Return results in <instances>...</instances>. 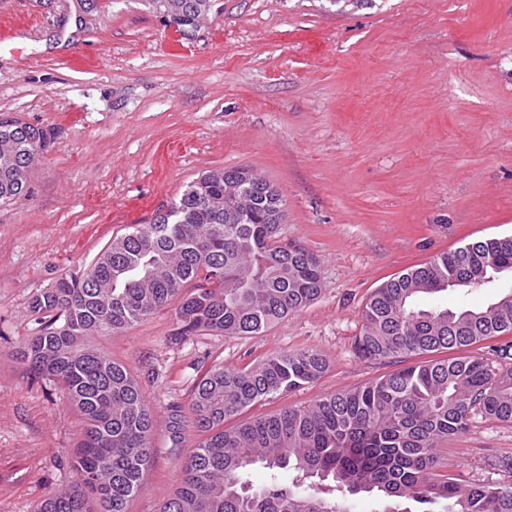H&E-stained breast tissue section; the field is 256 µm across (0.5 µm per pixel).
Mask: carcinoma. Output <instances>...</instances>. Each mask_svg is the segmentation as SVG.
I'll list each match as a JSON object with an SVG mask.
<instances>
[{
    "label": "carcinoma",
    "mask_w": 512,
    "mask_h": 512,
    "mask_svg": "<svg viewBox=\"0 0 512 512\" xmlns=\"http://www.w3.org/2000/svg\"><path fill=\"white\" fill-rule=\"evenodd\" d=\"M184 36L211 0H151ZM41 127L0 118V204L29 193L27 175L48 143ZM282 193L244 167L209 171L153 220L116 237L92 261L58 277L31 299L36 334L16 358L36 377L59 384L84 418L75 448L76 480L38 512H127L143 490L156 422L136 380L92 339L174 309L179 341L202 332L257 334L314 301L319 260L278 239ZM512 272V236L434 256L378 286L361 312L355 339L368 360L469 346L512 332V292L472 309H425L451 279L480 288ZM326 358L286 351L239 369L215 363L191 402L202 440L182 462L181 486L161 512H349L334 492L410 499L445 512H512V486H474L439 471L438 448L464 433L478 409L512 423V368L496 371L462 355L397 369L354 389L288 408L229 430L224 421L264 398L319 379ZM171 447L186 442L180 407L171 406ZM260 465L271 483L250 490Z\"/></svg>",
    "instance_id": "cac0c4a2"
}]
</instances>
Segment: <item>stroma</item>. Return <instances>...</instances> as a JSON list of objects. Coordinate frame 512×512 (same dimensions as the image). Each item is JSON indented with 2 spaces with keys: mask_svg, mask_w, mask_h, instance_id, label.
Masks as SVG:
<instances>
[{
  "mask_svg": "<svg viewBox=\"0 0 512 512\" xmlns=\"http://www.w3.org/2000/svg\"><path fill=\"white\" fill-rule=\"evenodd\" d=\"M0 114L46 129L28 196L0 205V512H36L75 480L82 433L66 392L14 352L31 296L149 223L203 172L248 167L286 201L282 242L320 260L321 294L253 336L174 341L166 309L97 343L136 378L157 418L153 462L128 512H160L199 437L172 447L168 408L188 409L214 363L240 368L301 349L317 381L226 420L301 408L420 356L360 358L374 288L467 243L512 234V0H216L186 37L144 0H0ZM512 291L425 300L452 310ZM512 424L475 411L439 449L442 471L512 485Z\"/></svg>",
  "mask_w": 512,
  "mask_h": 512,
  "instance_id": "obj_1",
  "label": "stroma"
}]
</instances>
